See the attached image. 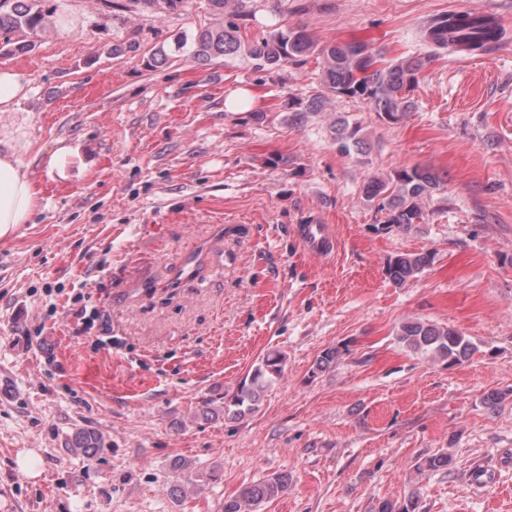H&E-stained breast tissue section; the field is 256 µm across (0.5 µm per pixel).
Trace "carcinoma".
Returning a JSON list of instances; mask_svg holds the SVG:
<instances>
[{
  "label": "carcinoma",
  "mask_w": 512,
  "mask_h": 512,
  "mask_svg": "<svg viewBox=\"0 0 512 512\" xmlns=\"http://www.w3.org/2000/svg\"><path fill=\"white\" fill-rule=\"evenodd\" d=\"M194 0H98L102 9L112 12L143 8L159 17L185 14ZM214 21L182 34L174 42L175 52L205 64L219 58L246 56L259 70L281 68L299 62L312 54L322 58L319 83L321 91L307 99L295 98L291 106L295 117L319 112L329 97L357 99L366 104L384 122L395 125L416 109L410 92L430 62L428 57L400 56L386 61L361 42L317 43L303 25L278 27L255 40L243 36L252 0H205ZM59 4L51 0H0V55L28 53L33 38L44 32L48 19L58 14ZM424 40L440 48L479 54L503 38V29L489 15L473 12H451L432 18L423 31ZM173 52V53H175ZM173 53L159 48L146 61L158 68L173 59ZM334 141L342 154L360 148V126L344 120L336 125ZM440 177L432 168L415 164L393 173L374 177L367 184L365 197L384 214L381 231L393 228L411 231L425 223L424 201L440 189ZM429 254L402 253L390 258L387 275L396 284L417 277L432 263ZM399 343L415 354L448 362L452 367L474 353L473 344L459 331L421 320L402 324L396 333ZM283 373V356L268 352L252 373L243 380L233 396L220 402L221 412L244 416L255 411L261 395ZM101 433L92 428H78L68 441L70 452L91 460L103 447ZM452 456L441 453L426 458L417 471L445 470ZM289 477L273 473L256 483H248L226 499L220 512H259L266 503L281 496ZM417 497L403 501L383 499L372 512H416Z\"/></svg>",
  "instance_id": "carcinoma-1"
}]
</instances>
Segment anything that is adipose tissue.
Returning a JSON list of instances; mask_svg holds the SVG:
<instances>
[{
    "label": "adipose tissue",
    "mask_w": 512,
    "mask_h": 512,
    "mask_svg": "<svg viewBox=\"0 0 512 512\" xmlns=\"http://www.w3.org/2000/svg\"><path fill=\"white\" fill-rule=\"evenodd\" d=\"M27 148V143L19 142L0 152V240L13 237L38 204L39 191L19 163Z\"/></svg>",
    "instance_id": "ef3b65f1"
}]
</instances>
